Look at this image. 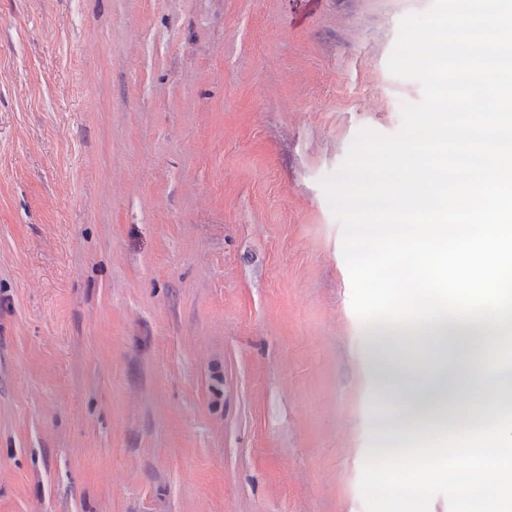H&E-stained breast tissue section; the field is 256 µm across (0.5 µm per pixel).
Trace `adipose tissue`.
I'll return each instance as SVG.
<instances>
[{"instance_id":"obj_1","label":"adipose tissue","mask_w":512,"mask_h":512,"mask_svg":"<svg viewBox=\"0 0 512 512\" xmlns=\"http://www.w3.org/2000/svg\"><path fill=\"white\" fill-rule=\"evenodd\" d=\"M494 123L499 139L490 155L482 136L464 141L447 122L433 121L429 150L399 154L402 179L380 200L402 211L401 223L364 227L368 237L403 242L418 272L397 296L399 332L381 337L385 345L402 337L406 361L388 357L377 370L384 403L374 431L399 465L384 456L370 463L392 496L408 491L405 471L451 479L457 512H512V360L474 362L492 341L470 314L475 307L494 315L512 304V114ZM430 150L475 159L465 171L473 189L467 203L438 190L443 173L426 161ZM479 249L488 251L493 275L448 291L442 273L449 253L466 260Z\"/></svg>"}]
</instances>
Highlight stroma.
I'll list each match as a JSON object with an SVG mask.
<instances>
[{"label":"stroma","instance_id":"1","mask_svg":"<svg viewBox=\"0 0 512 512\" xmlns=\"http://www.w3.org/2000/svg\"><path fill=\"white\" fill-rule=\"evenodd\" d=\"M432 0H0V512H394L320 181Z\"/></svg>","mask_w":512,"mask_h":512}]
</instances>
